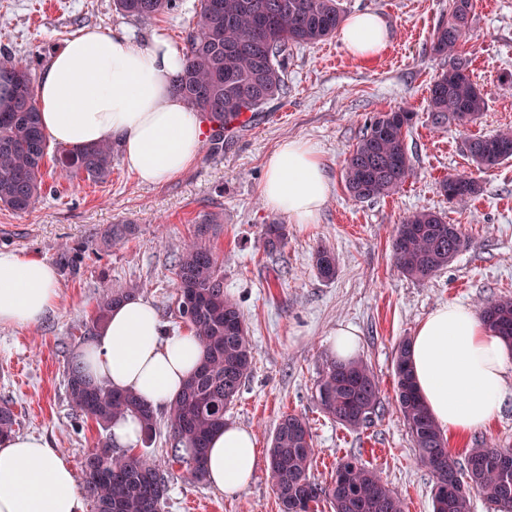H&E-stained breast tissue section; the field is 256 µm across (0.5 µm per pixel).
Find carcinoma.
<instances>
[{"label":"carcinoma","mask_w":512,"mask_h":512,"mask_svg":"<svg viewBox=\"0 0 512 512\" xmlns=\"http://www.w3.org/2000/svg\"><path fill=\"white\" fill-rule=\"evenodd\" d=\"M116 12L149 23L175 8V0H113ZM197 21L184 48V68L175 85L203 119L213 127L209 143L219 149L224 130L245 113L256 116L270 102L288 94L282 60L288 46L314 44L338 30L343 18L340 0H198ZM471 0H449L448 20L439 24L431 54L444 68L430 88L429 112L436 127L466 126L486 110V96L469 73L462 47L469 34ZM0 70L10 76L11 93L0 101V207L15 213L29 211L45 192L44 172L48 140L36 106V68L30 61L7 58ZM411 113L398 109L378 114L345 159V188L356 200L387 196L411 172L407 135ZM472 160L490 169L512 159V131H499L468 141ZM118 155L115 144L103 141L93 148L64 151L56 162L70 175L95 182L112 174ZM448 202L460 204L477 196L474 178L451 175L439 185ZM224 215L207 212L194 224L192 240L175 265L178 318L198 337L204 357L166 413L173 440L172 462L186 468L188 479L205 478L207 442L224 428V415L253 371V346L238 304L224 294V277L211 237ZM131 224H113L101 234L108 248L133 235ZM269 251L288 240L286 225L263 226ZM462 227L429 210L408 215L396 228L392 256L397 269L416 281H427L448 266L465 247ZM97 244H64L56 264L71 277L79 276L84 259ZM315 267L325 280L336 276L335 254L325 247L315 252ZM140 292V288L112 289L97 300L84 335L105 323L112 306ZM480 318L496 335L512 343V299L488 302ZM410 342L402 340L394 352L395 403L417 451L419 463L435 478L433 512H472V494L482 496L492 512H512V464L500 456L512 448L477 442L464 461L448 450V439L418 395L408 367ZM72 407L85 419L107 429L112 419L137 417L144 424L143 442L157 435L156 411L132 391L118 392L94 382L76 361L66 373ZM317 401L336 424L358 430L372 421L381 400L373 371L362 359L326 361L317 381ZM16 418L9 403L0 402V436L13 433ZM317 448L307 418L293 413L277 423L268 448V464L280 512H308L309 505L326 501L333 512H405L404 500L380 473L353 457L336 466L335 477L323 485L311 480ZM82 490L94 512H162L168 492L164 466L147 454L116 451L112 444L88 454L83 463Z\"/></svg>","instance_id":"obj_1"}]
</instances>
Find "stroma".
<instances>
[{
	"label": "stroma",
	"instance_id": "1",
	"mask_svg": "<svg viewBox=\"0 0 512 512\" xmlns=\"http://www.w3.org/2000/svg\"><path fill=\"white\" fill-rule=\"evenodd\" d=\"M0 0V53L47 66L52 53L87 26L122 28L140 43L163 35L183 44L196 21L197 0H179L174 14L151 24L115 11L113 0ZM346 13L370 11L389 28L386 47L370 59L351 57L337 38L292 48L285 64L286 99L262 118L224 133V150L201 153L177 177L142 184L122 160L107 181L70 177L54 161L44 168L48 190L28 212L0 209V248L54 261L59 246L99 238L108 225L131 222L134 235L85 259L81 274L62 275L56 310L34 327L0 326V401L16 415L15 432L43 436L81 473L85 456L104 432L82 420L67 393V365L83 343V325L100 294L138 285L168 332L185 331L176 315L175 261L199 215L220 212L224 226L213 240L224 271V291L239 304L254 345L253 372L225 414L253 432L258 453L286 413L306 417L318 452L312 479L330 482L340 460L355 457L381 473L404 499L406 512H433L434 479L423 467L395 408L394 348L412 338L437 306L449 302L480 310L512 297V160L479 169L466 149L469 138L512 127V0H473L470 35L463 50L470 73L485 91L488 109L467 127H433L429 86L443 63L429 46L448 15V0H342ZM413 114L407 137L411 172L398 192L368 201L346 192L344 161L371 117L396 107ZM287 139H302L319 153L329 181L316 223L288 225V243L268 253L262 227L276 220L260 186L267 156ZM451 174L479 180L480 195L449 203L439 183ZM428 209L461 225L466 246L432 279L418 282L394 265L397 224ZM337 259L333 280L314 267L317 246ZM359 331L360 358L372 368L382 407L373 422L346 429L328 418L316 399V382L330 353L326 338L340 324ZM512 446V388L485 428L452 437L465 454L475 439ZM164 512H280L267 461L251 485L229 497L207 482H189L169 464Z\"/></svg>",
	"mask_w": 512,
	"mask_h": 512
}]
</instances>
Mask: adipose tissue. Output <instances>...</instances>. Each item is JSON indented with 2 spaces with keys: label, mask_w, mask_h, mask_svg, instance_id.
I'll use <instances>...</instances> for the list:
<instances>
[{
  "label": "adipose tissue",
  "mask_w": 512,
  "mask_h": 512,
  "mask_svg": "<svg viewBox=\"0 0 512 512\" xmlns=\"http://www.w3.org/2000/svg\"><path fill=\"white\" fill-rule=\"evenodd\" d=\"M388 37L384 18L371 12L352 15L339 31L343 48L359 58L378 54ZM182 68L180 51L162 36L141 46L122 29H83L56 50L36 89L43 128L73 151L117 141L140 182L169 180L197 160L204 136L200 113L174 90ZM260 193L291 223H315L328 193L318 153L306 141H282L266 159ZM59 294L55 265L0 249V325L40 324ZM76 357L97 382L133 391L163 410L199 366L202 349L193 332L168 335L153 303L135 296L113 307ZM410 364L431 415L451 435L487 426L512 386V344L457 303L438 306L421 321ZM258 464L253 433L228 424L209 441L205 479L233 496L250 485ZM0 512H84L69 464L43 438L0 439Z\"/></svg>",
  "instance_id": "adipose-tissue-1"
}]
</instances>
